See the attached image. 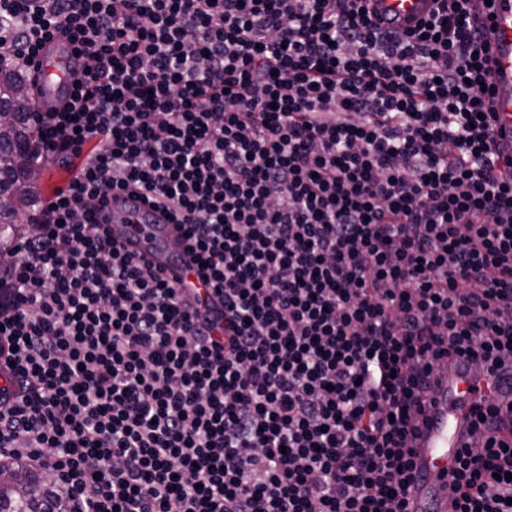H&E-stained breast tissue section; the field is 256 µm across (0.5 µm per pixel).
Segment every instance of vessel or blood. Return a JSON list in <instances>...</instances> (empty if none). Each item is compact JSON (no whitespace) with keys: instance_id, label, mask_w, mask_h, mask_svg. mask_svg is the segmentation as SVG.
I'll use <instances>...</instances> for the list:
<instances>
[{"instance_id":"b4317fda","label":"vessel or blood","mask_w":512,"mask_h":512,"mask_svg":"<svg viewBox=\"0 0 512 512\" xmlns=\"http://www.w3.org/2000/svg\"><path fill=\"white\" fill-rule=\"evenodd\" d=\"M435 8L434 0H370L372 19H393L398 32L414 29ZM479 20L486 27V102L493 117L494 150L512 154V0H491ZM76 63L74 46L58 33L45 44L33 72V88L43 109L60 105L71 90L70 71ZM116 221L112 236L123 248L143 257L167 281L202 292L192 254L179 247L178 225L168 223L162 211H146L138 204L124 206L112 199ZM495 404L502 419L512 418V380L476 375L460 366L444 372L441 383L426 399L427 422L414 443L417 450L415 482L409 498L410 512H448L446 471L461 447V433L475 404Z\"/></svg>"}]
</instances>
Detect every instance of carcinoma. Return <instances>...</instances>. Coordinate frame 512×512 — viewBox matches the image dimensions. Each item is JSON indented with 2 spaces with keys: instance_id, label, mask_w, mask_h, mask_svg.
I'll return each mask as SVG.
<instances>
[{
  "instance_id": "1",
  "label": "carcinoma",
  "mask_w": 512,
  "mask_h": 512,
  "mask_svg": "<svg viewBox=\"0 0 512 512\" xmlns=\"http://www.w3.org/2000/svg\"><path fill=\"white\" fill-rule=\"evenodd\" d=\"M25 77L0 60V252L19 233L20 216L43 205L37 182L27 177L35 162L31 152L34 127L31 100L24 94ZM67 502L55 494L39 472L15 462L0 463V512H67Z\"/></svg>"
}]
</instances>
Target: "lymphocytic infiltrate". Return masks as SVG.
Returning <instances> with one entry per match:
<instances>
[{
    "label": "lymphocytic infiltrate",
    "instance_id": "obj_1",
    "mask_svg": "<svg viewBox=\"0 0 512 512\" xmlns=\"http://www.w3.org/2000/svg\"><path fill=\"white\" fill-rule=\"evenodd\" d=\"M416 30L365 0H0L23 71L81 60L33 119L66 185L0 257V458L70 512H405L428 378L512 369V155L492 151L482 0ZM184 228L211 317L97 223ZM478 410L449 512H512ZM77 62L69 36L57 32L45 44L33 70V88L45 111L60 105L71 90L70 71Z\"/></svg>",
    "mask_w": 512,
    "mask_h": 512
}]
</instances>
